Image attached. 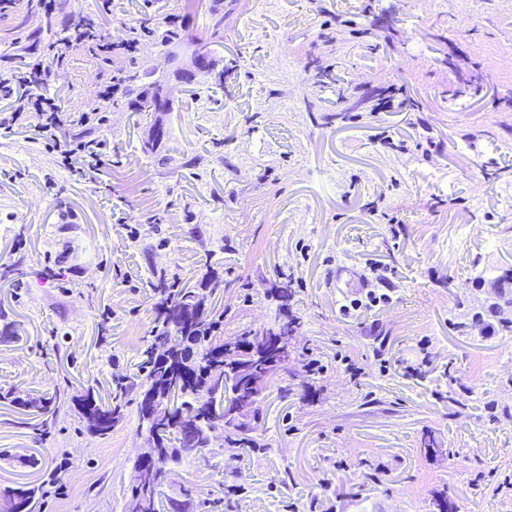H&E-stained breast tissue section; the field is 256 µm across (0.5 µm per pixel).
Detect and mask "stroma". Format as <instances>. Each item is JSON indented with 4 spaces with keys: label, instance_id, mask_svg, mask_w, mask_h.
Instances as JSON below:
<instances>
[{
    "label": "stroma",
    "instance_id": "stroma-1",
    "mask_svg": "<svg viewBox=\"0 0 512 512\" xmlns=\"http://www.w3.org/2000/svg\"><path fill=\"white\" fill-rule=\"evenodd\" d=\"M90 16L141 35L133 58L73 50L50 87L65 111L100 108L107 164L87 180L27 130L0 135V388L21 403L122 379L124 417L97 436L65 403L42 432L0 403V488L66 460L65 495L34 512H127L153 285L175 272L223 308L224 336L300 321L257 450L219 433L168 466L184 512H512V0H112L108 16L56 0L49 18L13 0L0 58ZM173 19L206 41L209 71L167 38ZM138 65L173 111L99 105ZM393 86L402 106L375 115ZM384 124L404 149L378 142ZM394 208L402 224L383 223ZM128 212L150 218L139 239ZM369 289L386 301L352 309Z\"/></svg>",
    "mask_w": 512,
    "mask_h": 512
}]
</instances>
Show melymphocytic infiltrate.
<instances>
[{
    "mask_svg": "<svg viewBox=\"0 0 512 512\" xmlns=\"http://www.w3.org/2000/svg\"><path fill=\"white\" fill-rule=\"evenodd\" d=\"M139 42L136 29H128L115 40L93 21L84 20L49 42L42 56L20 57L9 78L0 80V97L12 102L10 110L0 113V129L22 127L26 113H38L42 121L35 127L34 136L55 151L60 165L71 171L95 172L104 162L102 143L77 135H61L60 130L68 119L59 101L46 93L45 88L54 78L55 65L62 63L73 49L92 44L103 53L131 56L137 53Z\"/></svg>",
    "mask_w": 512,
    "mask_h": 512,
    "instance_id": "1",
    "label": "lymphocytic infiltrate"
}]
</instances>
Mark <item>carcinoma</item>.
Returning a JSON list of instances; mask_svg holds the SVG:
<instances>
[{
    "label": "carcinoma",
    "instance_id": "carcinoma-1",
    "mask_svg": "<svg viewBox=\"0 0 512 512\" xmlns=\"http://www.w3.org/2000/svg\"><path fill=\"white\" fill-rule=\"evenodd\" d=\"M147 73L140 69L127 72L124 80L125 96L148 103L154 112H169L173 101L162 96L161 81L143 83ZM157 289L162 295L160 313L162 329L153 336V341L145 350L147 370L140 383L141 401L139 420L149 424L148 434L155 457L146 463L144 476L139 477L131 488L128 512H137L145 505L147 512H160V486L166 466L187 459L184 449L193 446L196 452L209 447L210 440L205 431L210 420L204 411L196 408V400L203 393L215 394L220 388V376L224 370V351L231 349L244 363L249 362L251 344L258 335L248 334L224 339L220 328L224 315H216L206 307L203 292L191 289L172 291L166 287V278L159 279ZM127 386L117 383L115 395L107 399L98 395L92 388L70 398L92 434L105 436L122 415L121 399ZM152 393L167 404L169 421L161 430L150 425ZM226 441L233 447H248L254 443L250 433L252 428L238 419L223 423ZM39 488L22 483L8 490L15 512H32Z\"/></svg>",
    "mask_w": 512,
    "mask_h": 512
}]
</instances>
